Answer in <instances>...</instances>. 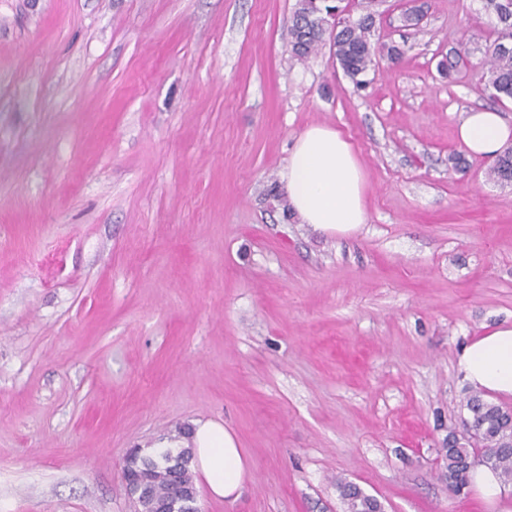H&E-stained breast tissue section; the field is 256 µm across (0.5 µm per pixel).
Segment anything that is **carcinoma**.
I'll return each instance as SVG.
<instances>
[{
  "label": "carcinoma",
  "mask_w": 512,
  "mask_h": 512,
  "mask_svg": "<svg viewBox=\"0 0 512 512\" xmlns=\"http://www.w3.org/2000/svg\"><path fill=\"white\" fill-rule=\"evenodd\" d=\"M344 0H297L289 28L292 52L300 61L307 60L323 46H329L332 57L356 86L367 84L365 74L376 65L378 44L375 36L376 11L373 7L379 0H367L366 12L358 18L349 17V6H340ZM482 8L495 19L492 36L485 46V68L483 81L488 98L495 104L505 105L512 101V0H481ZM336 11V34H331L321 25V19L330 11ZM488 177L500 182H512V149L505 148L488 170ZM466 409L478 428V439L472 441L455 433L448 434V447L443 449L446 460L448 488L459 493L471 482L472 457L483 454L485 467L493 470L505 484H512V440L507 438L512 430V416L499 405L484 400L479 395L466 401ZM188 448L177 454L166 451L153 457L140 458V465L153 472V488L159 495L172 493L166 473L170 458L182 459L183 477L190 481V459ZM340 495L350 512H372L378 505L369 501L356 485L342 482Z\"/></svg>",
  "instance_id": "obj_1"
}]
</instances>
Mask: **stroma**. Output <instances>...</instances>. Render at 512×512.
I'll return each instance as SVG.
<instances>
[{"label": "stroma", "instance_id": "1", "mask_svg": "<svg viewBox=\"0 0 512 512\" xmlns=\"http://www.w3.org/2000/svg\"><path fill=\"white\" fill-rule=\"evenodd\" d=\"M296 0H0V512H133L132 449L209 418L251 476L200 512H512L440 454L457 365L512 324V185L457 138L489 107L481 0H381L365 87L293 57ZM464 66L438 64L460 31ZM363 167L366 222L284 213L297 138ZM339 489L340 495L346 503L348 510L352 512H384L383 509L380 511H373L378 508V505L372 502L370 503L369 499L366 497L367 494H365L358 486L349 482H341Z\"/></svg>", "mask_w": 512, "mask_h": 512}]
</instances>
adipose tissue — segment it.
<instances>
[{"label":"adipose tissue","instance_id":"1","mask_svg":"<svg viewBox=\"0 0 512 512\" xmlns=\"http://www.w3.org/2000/svg\"><path fill=\"white\" fill-rule=\"evenodd\" d=\"M457 137L468 152L495 157L512 142V125L491 109L464 113ZM288 204L301 223L330 234H349L366 220L364 176L352 144L338 130L314 126L300 135L283 174ZM458 368L486 397H512V326L488 330L464 347ZM160 448H188L191 466L211 497H237L249 465L224 425L197 419L185 436L163 437Z\"/></svg>","mask_w":512,"mask_h":512}]
</instances>
